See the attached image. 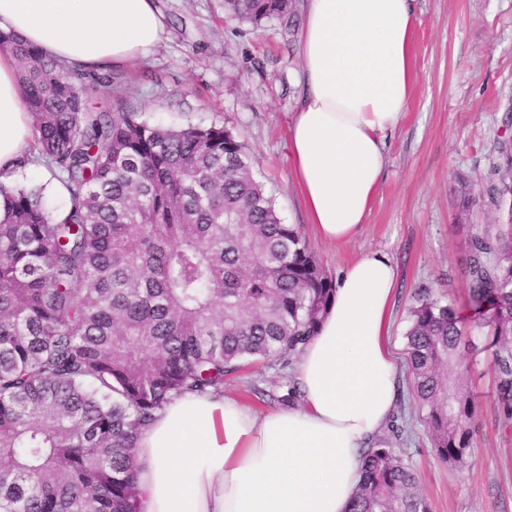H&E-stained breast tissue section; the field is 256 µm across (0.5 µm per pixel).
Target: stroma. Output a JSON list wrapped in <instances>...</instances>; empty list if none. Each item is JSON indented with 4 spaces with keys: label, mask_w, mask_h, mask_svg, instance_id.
Masks as SVG:
<instances>
[{
    "label": "stroma",
    "mask_w": 512,
    "mask_h": 512,
    "mask_svg": "<svg viewBox=\"0 0 512 512\" xmlns=\"http://www.w3.org/2000/svg\"><path fill=\"white\" fill-rule=\"evenodd\" d=\"M165 36L155 52L120 68L122 93L87 85L91 112L120 109L172 127L233 129L254 160L279 215L296 225L331 277L365 253L397 266L392 336L404 346L409 310L420 290L468 317L466 241L495 223L486 188L496 141L512 113V0H415L414 84L403 120L386 139V169L358 234L329 246L313 234L293 182L288 128L301 67L302 0L289 21L260 26L224 15V0H156ZM476 197L469 223L458 221L460 186ZM291 370L250 366L225 380V396L258 411L273 409ZM405 431L396 448L418 478L432 512H512V430L502 426L485 354L466 383L477 403L473 451L466 467L441 462L398 365Z\"/></svg>",
    "instance_id": "1"
}]
</instances>
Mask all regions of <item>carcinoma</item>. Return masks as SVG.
I'll return each instance as SVG.
<instances>
[{"mask_svg":"<svg viewBox=\"0 0 512 512\" xmlns=\"http://www.w3.org/2000/svg\"><path fill=\"white\" fill-rule=\"evenodd\" d=\"M287 0H224L231 19H282ZM34 120V148L67 204L0 183V512H136L141 432L186 394L221 392L250 363L289 368L335 283L298 228L281 222L252 159L224 126L165 127L135 112L86 111L87 82L0 32ZM486 192L501 216L468 239L464 325L428 290L406 332L413 397L445 463L472 454L476 403L464 382L490 352L512 428V136ZM300 397L295 381L275 400ZM347 512H430L385 438L363 451Z\"/></svg>","mask_w":512,"mask_h":512,"instance_id":"1","label":"carcinoma"}]
</instances>
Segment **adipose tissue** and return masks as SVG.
<instances>
[{
	"instance_id": "1",
	"label": "adipose tissue",
	"mask_w": 512,
	"mask_h": 512,
	"mask_svg": "<svg viewBox=\"0 0 512 512\" xmlns=\"http://www.w3.org/2000/svg\"><path fill=\"white\" fill-rule=\"evenodd\" d=\"M288 155L306 219L328 244L353 239L386 166V133L414 82V0H305ZM0 31L86 70L147 57L165 32L155 0H0ZM32 139L16 61L0 53V182ZM398 272L370 252L350 263L294 369L298 403L256 411L186 395L136 450L140 512H346L363 449L397 399L391 340Z\"/></svg>"
}]
</instances>
